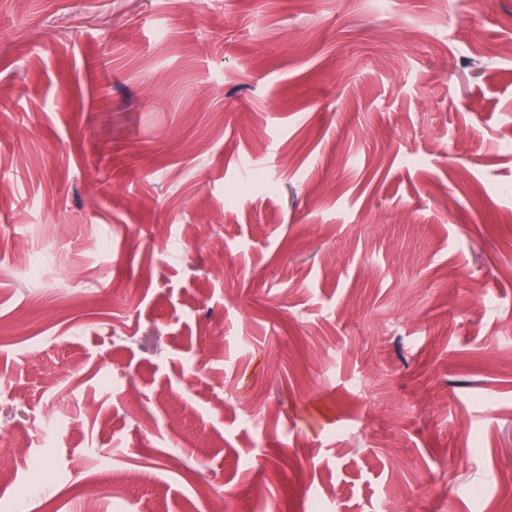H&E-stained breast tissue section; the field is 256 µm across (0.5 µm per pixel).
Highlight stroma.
Returning <instances> with one entry per match:
<instances>
[{
	"label": "stroma",
	"instance_id": "1",
	"mask_svg": "<svg viewBox=\"0 0 512 512\" xmlns=\"http://www.w3.org/2000/svg\"><path fill=\"white\" fill-rule=\"evenodd\" d=\"M509 42L0 0V512H512Z\"/></svg>",
	"mask_w": 512,
	"mask_h": 512
}]
</instances>
